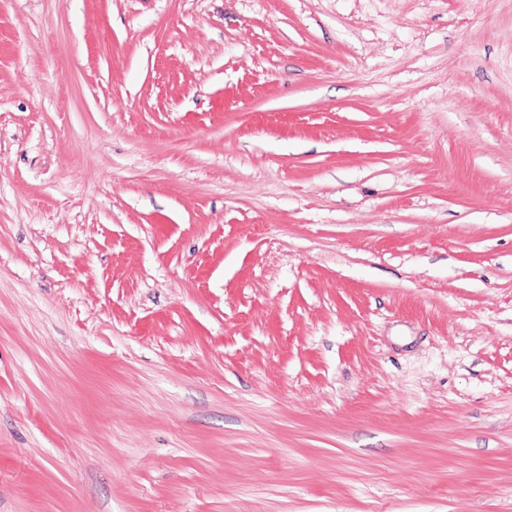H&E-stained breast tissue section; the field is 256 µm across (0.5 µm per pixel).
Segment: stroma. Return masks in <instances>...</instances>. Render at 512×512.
Listing matches in <instances>:
<instances>
[{"mask_svg":"<svg viewBox=\"0 0 512 512\" xmlns=\"http://www.w3.org/2000/svg\"><path fill=\"white\" fill-rule=\"evenodd\" d=\"M0 512H512V0H0Z\"/></svg>","mask_w":512,"mask_h":512,"instance_id":"obj_1","label":"stroma"}]
</instances>
